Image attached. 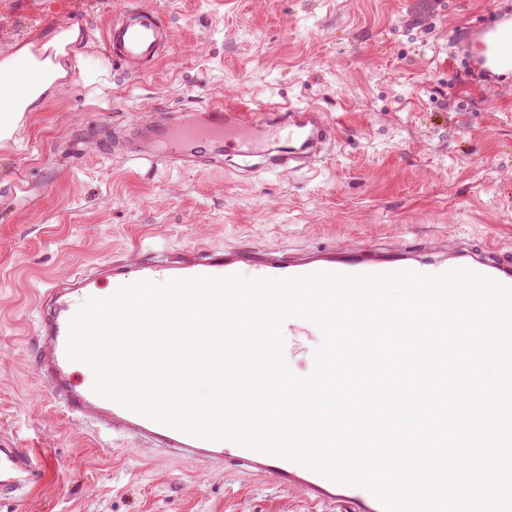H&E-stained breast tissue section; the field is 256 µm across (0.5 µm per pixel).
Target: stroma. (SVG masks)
<instances>
[{"label": "stroma", "mask_w": 512, "mask_h": 512, "mask_svg": "<svg viewBox=\"0 0 512 512\" xmlns=\"http://www.w3.org/2000/svg\"><path fill=\"white\" fill-rule=\"evenodd\" d=\"M160 15L159 59L139 73L103 52L121 10ZM512 0H0V61L73 35L79 73L0 141V439L46 462L0 512H319L305 492L205 470L67 419L33 367L35 297L81 265L139 250L353 249L431 239L512 249V71L473 79L476 28ZM232 94L314 104L337 142L313 168L248 176L134 165L87 148Z\"/></svg>", "instance_id": "obj_1"}]
</instances>
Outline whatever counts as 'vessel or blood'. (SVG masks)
<instances>
[{"mask_svg":"<svg viewBox=\"0 0 512 512\" xmlns=\"http://www.w3.org/2000/svg\"><path fill=\"white\" fill-rule=\"evenodd\" d=\"M512 26V11L499 13L496 26L479 29L480 53L476 75H488L504 50L496 38L497 25ZM164 38L160 17L137 7L113 20L103 50L113 62L142 69L158 59ZM336 140V125L319 107L285 103L245 102L225 95L220 102L185 113H164L125 129L120 139L100 137L97 147L128 160L165 161L172 165L219 167L236 161L250 173L281 175L310 166ZM467 267L512 285V257L497 244L459 241L446 245L433 240L425 246L360 248L309 252L280 249L245 251L239 248L201 247L192 250L149 251L131 262L112 261L79 267L44 288L38 298L35 329V369L54 401L76 425L98 436L115 435L141 441L156 454L190 461L223 464L224 443L197 439L135 414L97 396L91 383L78 377V363L66 357L68 323L91 297L105 289L138 280L155 282L199 275L288 277L315 271L379 273L411 269L436 274ZM289 358L307 354L305 341L317 335L312 323L291 318L282 327ZM237 468L268 476L284 486L304 488L315 503L335 506L336 512H383L366 490L335 484L290 461L236 448ZM44 467L29 449L0 444V495L22 496L40 485Z\"/></svg>","mask_w":512,"mask_h":512,"instance_id":"obj_1","label":"vessel or blood"}]
</instances>
